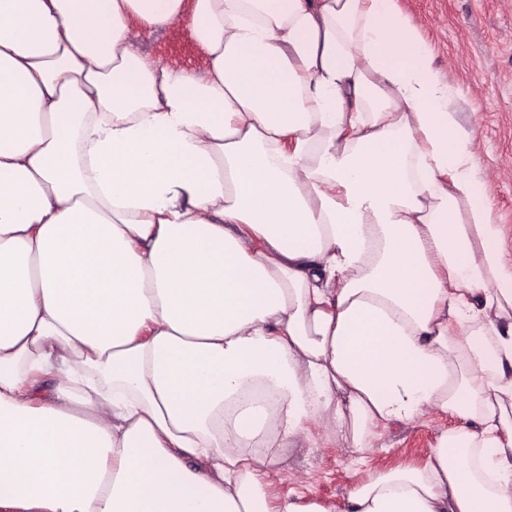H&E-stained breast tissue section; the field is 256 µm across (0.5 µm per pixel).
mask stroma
<instances>
[{
	"label": "stroma",
	"mask_w": 512,
	"mask_h": 512,
	"mask_svg": "<svg viewBox=\"0 0 512 512\" xmlns=\"http://www.w3.org/2000/svg\"><path fill=\"white\" fill-rule=\"evenodd\" d=\"M433 48L435 64L455 90L453 107L474 137L473 163L483 179L493 215L502 224L512 262V0H396ZM190 19L139 39L141 52L161 63L197 71L207 55L192 38ZM452 414L425 411L412 422L376 432L357 450L330 437L326 418L314 420L315 443L281 451L270 493L340 502L369 476L421 466L441 434L457 427Z\"/></svg>",
	"instance_id": "obj_1"
}]
</instances>
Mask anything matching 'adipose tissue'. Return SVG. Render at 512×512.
I'll return each instance as SVG.
<instances>
[{
	"label": "adipose tissue",
	"mask_w": 512,
	"mask_h": 512,
	"mask_svg": "<svg viewBox=\"0 0 512 512\" xmlns=\"http://www.w3.org/2000/svg\"><path fill=\"white\" fill-rule=\"evenodd\" d=\"M186 16L204 72L139 53ZM452 99L394 0H0V512H512V263ZM428 408L422 466L268 495L314 418Z\"/></svg>",
	"instance_id": "1"
}]
</instances>
